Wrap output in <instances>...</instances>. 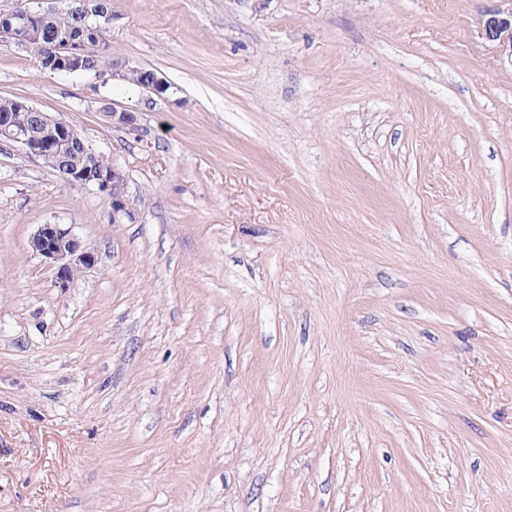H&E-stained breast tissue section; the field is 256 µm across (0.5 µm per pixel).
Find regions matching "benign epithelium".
Returning a JSON list of instances; mask_svg holds the SVG:
<instances>
[{
	"mask_svg": "<svg viewBox=\"0 0 512 512\" xmlns=\"http://www.w3.org/2000/svg\"><path fill=\"white\" fill-rule=\"evenodd\" d=\"M504 6L492 10L483 23V36L512 46V0H500ZM0 42L13 44L34 54L43 66L56 73L72 75L78 72L82 57L91 48H103L99 42L86 43L76 39L67 21L66 8L54 6L33 9L31 0H19L17 5L0 12ZM142 87L162 94L168 83L150 69L142 70ZM18 106L32 114L34 125L21 126L12 113H0V145L20 148L23 153L56 169L61 180L71 186L92 189L112 207V223L120 224L130 217L127 196V174L117 163L110 168H95L90 161L81 166L68 164L67 153L72 149L68 121L42 112L26 101ZM114 128L134 134L139 131L136 113L112 108L110 122ZM32 252L56 270L62 286L68 284L82 269L94 264L95 256L64 224H41L29 241Z\"/></svg>",
	"mask_w": 512,
	"mask_h": 512,
	"instance_id": "obj_1",
	"label": "benign epithelium"
}]
</instances>
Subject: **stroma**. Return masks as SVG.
<instances>
[{
    "mask_svg": "<svg viewBox=\"0 0 512 512\" xmlns=\"http://www.w3.org/2000/svg\"><path fill=\"white\" fill-rule=\"evenodd\" d=\"M498 4L112 0L161 95L0 46L132 207L0 149V512H512ZM53 223L96 257L64 287Z\"/></svg>",
    "mask_w": 512,
    "mask_h": 512,
    "instance_id": "stroma-1",
    "label": "stroma"
}]
</instances>
